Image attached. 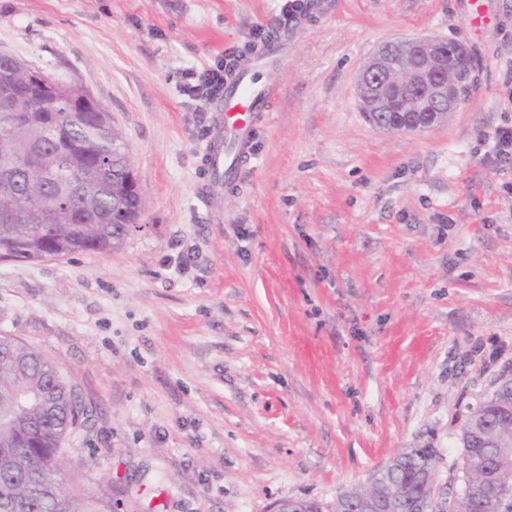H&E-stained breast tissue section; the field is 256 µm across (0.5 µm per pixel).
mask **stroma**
<instances>
[{
	"mask_svg": "<svg viewBox=\"0 0 512 512\" xmlns=\"http://www.w3.org/2000/svg\"><path fill=\"white\" fill-rule=\"evenodd\" d=\"M285 0H0V51L109 112L145 208L118 248L0 260V335L50 357L89 409L67 474L116 512H275L335 500L405 448L464 487L462 429L512 377V0L303 9L253 162L203 201L214 118L191 75L274 42ZM471 49L447 122L387 133L356 76L388 40ZM493 156L497 164L512 167V126L496 128L493 136Z\"/></svg>",
	"mask_w": 512,
	"mask_h": 512,
	"instance_id": "35a3bbf8",
	"label": "stroma"
}]
</instances>
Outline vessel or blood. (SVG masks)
Returning a JSON list of instances; mask_svg holds the SVG:
<instances>
[{
  "label": "vessel or blood",
  "instance_id": "1",
  "mask_svg": "<svg viewBox=\"0 0 512 512\" xmlns=\"http://www.w3.org/2000/svg\"><path fill=\"white\" fill-rule=\"evenodd\" d=\"M266 52H259L249 63L241 64L226 74L224 86L210 100L217 120L212 137L202 155L201 163L210 177L206 201H213V192L220 185H233L243 164L250 156L254 125L266 111L275 90L260 83L259 67L269 63Z\"/></svg>",
  "mask_w": 512,
  "mask_h": 512
}]
</instances>
